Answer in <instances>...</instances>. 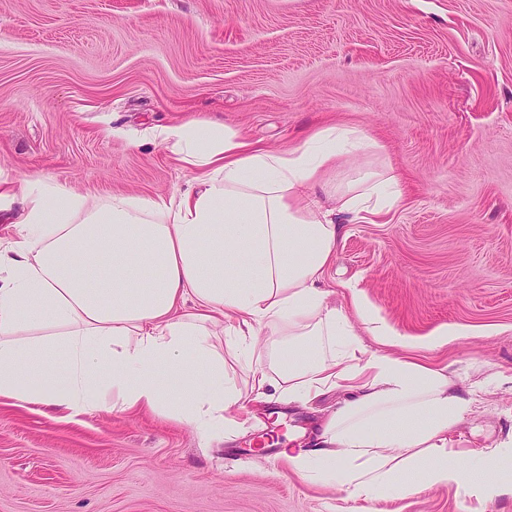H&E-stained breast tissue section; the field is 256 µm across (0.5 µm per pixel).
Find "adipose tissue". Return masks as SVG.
Listing matches in <instances>:
<instances>
[{
	"label": "adipose tissue",
	"instance_id": "1",
	"mask_svg": "<svg viewBox=\"0 0 512 512\" xmlns=\"http://www.w3.org/2000/svg\"><path fill=\"white\" fill-rule=\"evenodd\" d=\"M158 139L190 173L171 195L96 200L43 178L0 192L22 203L17 237L0 250V397L147 409L205 437L238 428L244 363L259 397L342 391L311 448L281 451L309 480L353 500L410 495L415 472L466 498L512 495V479L497 476L512 439L461 451L451 438L473 395L447 370L365 354L321 286L340 225L403 200L388 165L332 186L343 158L382 145L329 125L272 152L206 120ZM263 326L279 340L259 345Z\"/></svg>",
	"mask_w": 512,
	"mask_h": 512
}]
</instances>
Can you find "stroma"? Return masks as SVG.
Instances as JSON below:
<instances>
[{"instance_id":"1","label":"stroma","mask_w":512,"mask_h":512,"mask_svg":"<svg viewBox=\"0 0 512 512\" xmlns=\"http://www.w3.org/2000/svg\"><path fill=\"white\" fill-rule=\"evenodd\" d=\"M192 119L271 151L316 127L384 147L403 202L344 225L323 283L359 345L447 369L477 402L459 449L512 438V0H0V177L170 194L153 135ZM359 293L395 332L361 322ZM459 330L443 345L431 336ZM340 394L253 404L237 434L0 398V512H473L451 487L351 501L270 449L305 448ZM353 303L359 313L362 322L368 326L373 336H379L382 340L393 345L402 344V340L396 336H400L391 329L383 320L375 316L360 301L358 294L352 293Z\"/></svg>"}]
</instances>
